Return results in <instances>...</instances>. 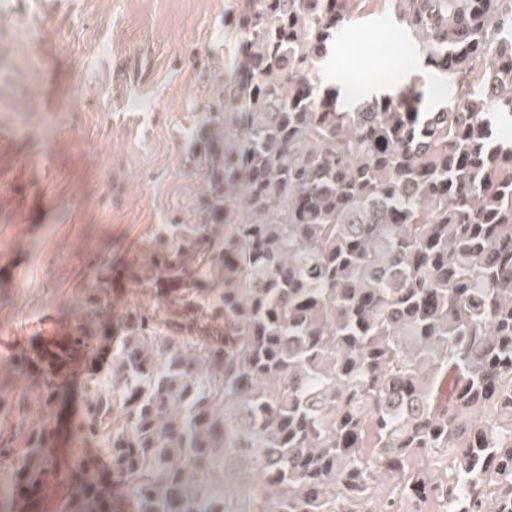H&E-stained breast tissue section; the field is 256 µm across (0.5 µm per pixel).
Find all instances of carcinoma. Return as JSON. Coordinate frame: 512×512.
<instances>
[{
    "mask_svg": "<svg viewBox=\"0 0 512 512\" xmlns=\"http://www.w3.org/2000/svg\"><path fill=\"white\" fill-rule=\"evenodd\" d=\"M394 16L422 77L346 101L334 43ZM243 60L194 131L193 224H162L149 271L224 321L218 347L139 313L84 383L74 429L109 459L52 447L43 415L0 437V512H512V0H249ZM191 253L202 261L189 263ZM79 321L54 354L97 356Z\"/></svg>",
    "mask_w": 512,
    "mask_h": 512,
    "instance_id": "1",
    "label": "carcinoma"
}]
</instances>
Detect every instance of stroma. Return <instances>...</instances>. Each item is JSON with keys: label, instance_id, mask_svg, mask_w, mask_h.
<instances>
[{"label": "stroma", "instance_id": "stroma-1", "mask_svg": "<svg viewBox=\"0 0 512 512\" xmlns=\"http://www.w3.org/2000/svg\"><path fill=\"white\" fill-rule=\"evenodd\" d=\"M246 0H0V379L27 421L41 404L26 356L68 339L76 316L113 324L151 313L178 330L177 305L131 278L159 225L189 224L200 195L192 133L239 55ZM397 28L373 14L329 59L338 89L404 79ZM87 362L58 380L55 453L67 459Z\"/></svg>", "mask_w": 512, "mask_h": 512}]
</instances>
